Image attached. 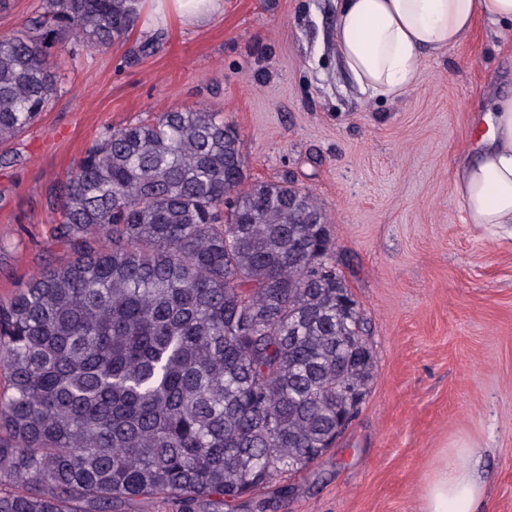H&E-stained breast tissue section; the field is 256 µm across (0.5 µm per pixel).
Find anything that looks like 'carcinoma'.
<instances>
[{
    "mask_svg": "<svg viewBox=\"0 0 512 512\" xmlns=\"http://www.w3.org/2000/svg\"><path fill=\"white\" fill-rule=\"evenodd\" d=\"M139 13L45 0L38 37L0 36V144L56 96L59 41L110 46ZM244 169L192 106L106 129L58 187L69 259L0 301V512H233L349 427L372 356L325 214Z\"/></svg>",
    "mask_w": 512,
    "mask_h": 512,
    "instance_id": "obj_1",
    "label": "carcinoma"
}]
</instances>
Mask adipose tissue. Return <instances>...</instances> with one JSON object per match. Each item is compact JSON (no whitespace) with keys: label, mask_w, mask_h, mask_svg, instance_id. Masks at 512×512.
<instances>
[{"label":"adipose tissue","mask_w":512,"mask_h":512,"mask_svg":"<svg viewBox=\"0 0 512 512\" xmlns=\"http://www.w3.org/2000/svg\"><path fill=\"white\" fill-rule=\"evenodd\" d=\"M155 2L186 25L224 8L223 0ZM480 20L512 39V0H338L336 50L361 93L394 98L418 82L429 53L455 47ZM482 122L477 157L456 170L455 195L468 223L512 228V95L495 97ZM484 490L471 456L449 458L427 485L421 512H479Z\"/></svg>","instance_id":"1"}]
</instances>
